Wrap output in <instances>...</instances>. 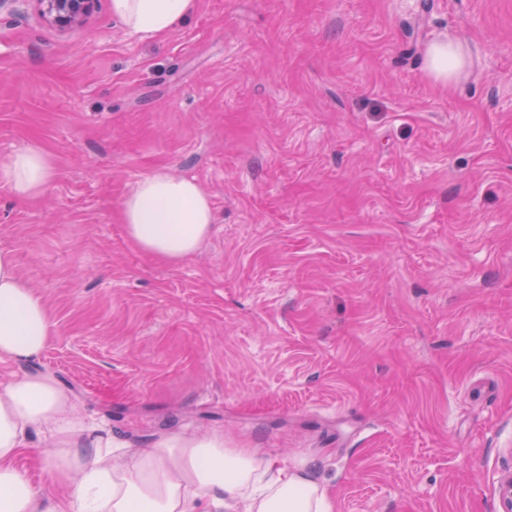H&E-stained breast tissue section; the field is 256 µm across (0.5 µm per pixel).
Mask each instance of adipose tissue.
<instances>
[{"instance_id":"obj_1","label":"adipose tissue","mask_w":512,"mask_h":512,"mask_svg":"<svg viewBox=\"0 0 512 512\" xmlns=\"http://www.w3.org/2000/svg\"><path fill=\"white\" fill-rule=\"evenodd\" d=\"M111 2L132 35L151 39L185 19L194 0ZM426 64L435 79L454 83L469 65L468 48L454 37L433 42ZM54 176L52 160L35 144L0 162V187L18 198L41 195ZM213 221L200 186L163 171L143 177L121 205L130 242L171 265L196 252ZM50 334L46 304L23 282L12 253L0 249V358L30 362ZM73 410L48 375L26 373L0 390V512H333L326 487L305 466L225 447L220 434H172L115 458ZM35 431L44 436L43 487L19 464Z\"/></svg>"}]
</instances>
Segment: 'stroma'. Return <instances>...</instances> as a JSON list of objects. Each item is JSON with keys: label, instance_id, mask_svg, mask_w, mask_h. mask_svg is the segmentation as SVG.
<instances>
[{"label": "stroma", "instance_id": "1", "mask_svg": "<svg viewBox=\"0 0 512 512\" xmlns=\"http://www.w3.org/2000/svg\"><path fill=\"white\" fill-rule=\"evenodd\" d=\"M466 41L457 85L426 47ZM0 249L52 331L0 385L52 376L125 448L224 436L307 465L334 512H498L512 471V0H194L129 34L0 10ZM195 179L211 236L169 265L119 220ZM54 176L52 160L35 144L19 148L0 162V187L8 188L17 198L41 195Z\"/></svg>", "mask_w": 512, "mask_h": 512}]
</instances>
